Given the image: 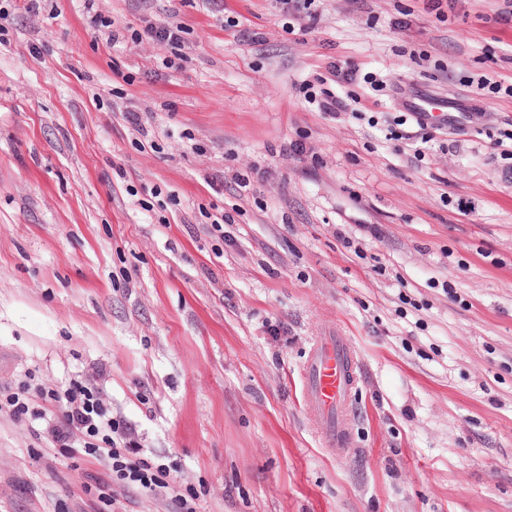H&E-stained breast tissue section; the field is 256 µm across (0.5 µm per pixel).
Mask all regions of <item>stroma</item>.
<instances>
[{
	"mask_svg": "<svg viewBox=\"0 0 512 512\" xmlns=\"http://www.w3.org/2000/svg\"><path fill=\"white\" fill-rule=\"evenodd\" d=\"M1 5V385L94 373L202 512H512V98L469 83H512L502 0L443 21L317 0L310 26L280 0ZM171 21L179 54L135 37ZM336 59L384 90L309 106L299 84ZM412 91L472 113L420 161ZM329 335L361 373L343 457L300 399ZM93 469L0 416V512H99Z\"/></svg>",
	"mask_w": 512,
	"mask_h": 512,
	"instance_id": "stroma-1",
	"label": "stroma"
}]
</instances>
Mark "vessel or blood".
I'll list each match as a JSON object with an SVG mask.
<instances>
[{"label": "vessel or blood", "instance_id": "1", "mask_svg": "<svg viewBox=\"0 0 512 512\" xmlns=\"http://www.w3.org/2000/svg\"><path fill=\"white\" fill-rule=\"evenodd\" d=\"M360 381L354 350L333 336L315 341L301 371L302 402L333 454L350 450L352 394Z\"/></svg>", "mask_w": 512, "mask_h": 512}]
</instances>
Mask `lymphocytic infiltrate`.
<instances>
[{
  "label": "lymphocytic infiltrate",
  "mask_w": 512,
  "mask_h": 512,
  "mask_svg": "<svg viewBox=\"0 0 512 512\" xmlns=\"http://www.w3.org/2000/svg\"><path fill=\"white\" fill-rule=\"evenodd\" d=\"M358 79L355 65L330 63L328 76H315L302 86L305 100L318 111H347L346 99L336 87ZM10 419H33L43 423L41 438L70 459H90L104 471L103 479L85 485V493H97L104 506H111L113 490L126 496L149 494L167 500L172 512H199L196 495L183 493L165 464L143 452L131 429L115 418L104 402L92 376L80 375L67 384L46 387L25 379L0 386V414Z\"/></svg>",
  "instance_id": "1"
}]
</instances>
